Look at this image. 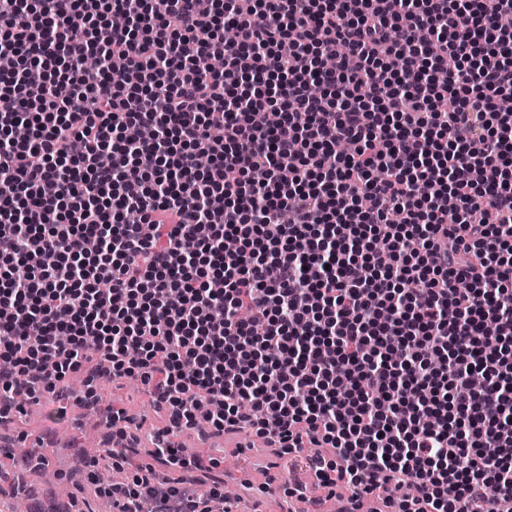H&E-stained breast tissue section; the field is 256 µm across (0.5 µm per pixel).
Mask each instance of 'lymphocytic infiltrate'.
Instances as JSON below:
<instances>
[{"instance_id":"f902f5d3","label":"lymphocytic infiltrate","mask_w":512,"mask_h":512,"mask_svg":"<svg viewBox=\"0 0 512 512\" xmlns=\"http://www.w3.org/2000/svg\"><path fill=\"white\" fill-rule=\"evenodd\" d=\"M511 94L512 0H0V421L136 379L168 429L314 445L341 512H512ZM105 418L73 500L235 512Z\"/></svg>"}]
</instances>
